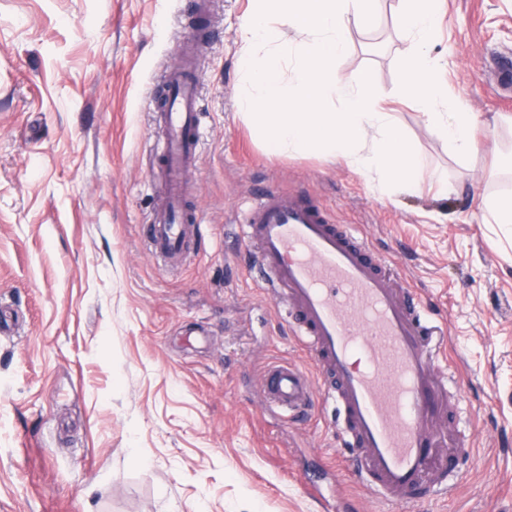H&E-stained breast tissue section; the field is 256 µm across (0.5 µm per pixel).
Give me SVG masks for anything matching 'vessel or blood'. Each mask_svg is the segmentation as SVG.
Returning <instances> with one entry per match:
<instances>
[{
    "mask_svg": "<svg viewBox=\"0 0 512 512\" xmlns=\"http://www.w3.org/2000/svg\"><path fill=\"white\" fill-rule=\"evenodd\" d=\"M166 84L157 146L166 203L145 238L156 258L174 266L192 254L183 197L196 171L202 120L193 74L173 69ZM238 228L258 247L255 265L266 294L287 297L288 325L309 360L269 365L261 378L263 405L291 415L318 396L331 402L346 447L358 451L353 475L372 498L410 507L450 493L459 458L434 457L441 431L460 420L443 401L446 326L367 237L333 223L305 192L266 188L241 210Z\"/></svg>",
    "mask_w": 512,
    "mask_h": 512,
    "instance_id": "1",
    "label": "vessel or blood"
}]
</instances>
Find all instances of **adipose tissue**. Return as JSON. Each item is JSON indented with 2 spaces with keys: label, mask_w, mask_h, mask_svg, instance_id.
<instances>
[{
  "label": "adipose tissue",
  "mask_w": 512,
  "mask_h": 512,
  "mask_svg": "<svg viewBox=\"0 0 512 512\" xmlns=\"http://www.w3.org/2000/svg\"><path fill=\"white\" fill-rule=\"evenodd\" d=\"M394 17L407 43L398 95L419 107L424 122L447 143L456 159H473L479 152L477 126L485 125L493 135L500 126H512V116H496L482 123L475 113L468 111L464 101L449 97L440 61L432 54L439 0H397Z\"/></svg>",
  "instance_id": "ef3b65f1"
}]
</instances>
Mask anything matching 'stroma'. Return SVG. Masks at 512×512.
Returning a JSON list of instances; mask_svg holds the SVG:
<instances>
[{"label": "stroma", "instance_id": "1", "mask_svg": "<svg viewBox=\"0 0 512 512\" xmlns=\"http://www.w3.org/2000/svg\"><path fill=\"white\" fill-rule=\"evenodd\" d=\"M251 0H0V512H403L341 463L336 412L265 408L260 378L305 363L286 302L257 284L233 219L265 186L312 194L355 225L448 321V406L470 442L452 495L414 512H512V227L474 186L512 192V149L486 135L457 162L395 98L405 42L383 0L341 74H370L429 179L379 196L346 163L271 150L240 114ZM198 49L203 138L189 208L196 252L173 269L144 226L160 193L156 114L168 69ZM432 52L451 95L512 115L490 80L512 62V0H443ZM456 190L440 196L431 176Z\"/></svg>", "mask_w": 512, "mask_h": 512}]
</instances>
